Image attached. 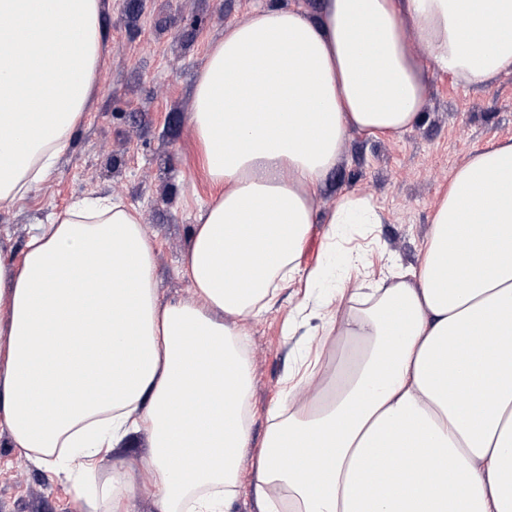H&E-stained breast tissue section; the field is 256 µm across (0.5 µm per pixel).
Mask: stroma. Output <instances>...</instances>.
Wrapping results in <instances>:
<instances>
[{
  "mask_svg": "<svg viewBox=\"0 0 512 512\" xmlns=\"http://www.w3.org/2000/svg\"><path fill=\"white\" fill-rule=\"evenodd\" d=\"M259 0H103L102 57L84 123L56 173L29 201L0 209V255L20 259L33 225L62 214L76 199L111 195L136 208L156 243V288L164 301H189L180 268L191 227L212 188L200 171L189 118L198 72L228 23L244 20ZM512 138V72L481 89L446 75L429 77L423 117L399 138L354 133L315 195L319 221L298 258L300 278L277 306L243 327L251 362V449L269 428L267 409L288 389V373L308 371L318 349H335L312 317L296 336L284 325L307 288L305 271L324 261L326 221L346 193L371 198L383 223L354 228L338 250L365 252L378 277L391 265L417 267L435 204L453 171L478 149ZM148 437L138 433L105 457L87 487L96 495L112 471L141 475ZM0 512H77L68 486L50 480L0 433Z\"/></svg>",
  "mask_w": 512,
  "mask_h": 512,
  "instance_id": "1",
  "label": "stroma"
}]
</instances>
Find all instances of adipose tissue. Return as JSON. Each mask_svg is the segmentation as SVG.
I'll list each match as a JSON object with an SVG mask.
<instances>
[{"instance_id": "ef3b65f1", "label": "adipose tissue", "mask_w": 512, "mask_h": 512, "mask_svg": "<svg viewBox=\"0 0 512 512\" xmlns=\"http://www.w3.org/2000/svg\"><path fill=\"white\" fill-rule=\"evenodd\" d=\"M101 0H0V208L56 167L101 58ZM512 71V0H322L317 19L259 6L224 29L194 86L190 133L218 188L161 303L154 245L121 200L73 203L0 260V431L76 501L101 455L150 436L93 512H512V140L452 174L412 273L364 257L314 313L345 348L308 376L243 474L251 365L241 321L278 301L317 217L312 194L355 131L422 118L428 74L464 87ZM340 196L329 239L379 224Z\"/></svg>"}]
</instances>
